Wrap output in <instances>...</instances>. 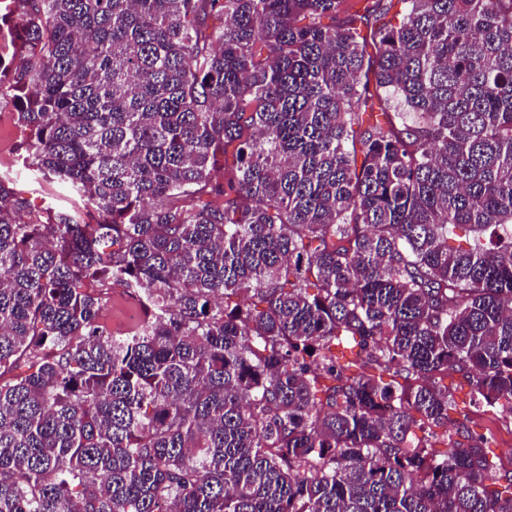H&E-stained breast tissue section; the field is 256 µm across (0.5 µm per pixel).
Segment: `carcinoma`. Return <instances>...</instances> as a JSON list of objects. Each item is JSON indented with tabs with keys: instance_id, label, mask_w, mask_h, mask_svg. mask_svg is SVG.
I'll return each mask as SVG.
<instances>
[{
	"instance_id": "1",
	"label": "carcinoma",
	"mask_w": 512,
	"mask_h": 512,
	"mask_svg": "<svg viewBox=\"0 0 512 512\" xmlns=\"http://www.w3.org/2000/svg\"><path fill=\"white\" fill-rule=\"evenodd\" d=\"M342 2L0 0V512H512V0ZM22 143V133L16 124L15 108L9 98L0 102V169L11 172L13 191L25 198L36 208L47 205H66V193L58 187L38 184L35 172L17 163ZM138 304L129 299L120 289L112 292L103 313V322L108 332L115 335L126 333L129 329L128 317ZM444 383L453 393L458 410L468 415L469 426L489 439V450L496 457L501 473L511 472L512 422L508 415H501L487 407L459 374L448 373Z\"/></svg>"
}]
</instances>
